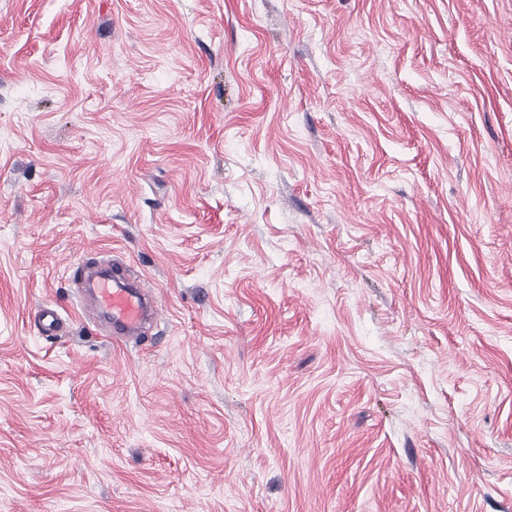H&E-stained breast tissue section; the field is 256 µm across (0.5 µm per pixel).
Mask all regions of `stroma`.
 <instances>
[{
    "label": "stroma",
    "mask_w": 512,
    "mask_h": 512,
    "mask_svg": "<svg viewBox=\"0 0 512 512\" xmlns=\"http://www.w3.org/2000/svg\"><path fill=\"white\" fill-rule=\"evenodd\" d=\"M0 512H512V0H0ZM121 277L102 278L93 285V303L96 309L105 314L112 323V332L116 336L137 338L143 333L148 312L154 314V308L148 309L139 275L131 268H122ZM130 281L137 284L131 287Z\"/></svg>",
    "instance_id": "stroma-1"
}]
</instances>
